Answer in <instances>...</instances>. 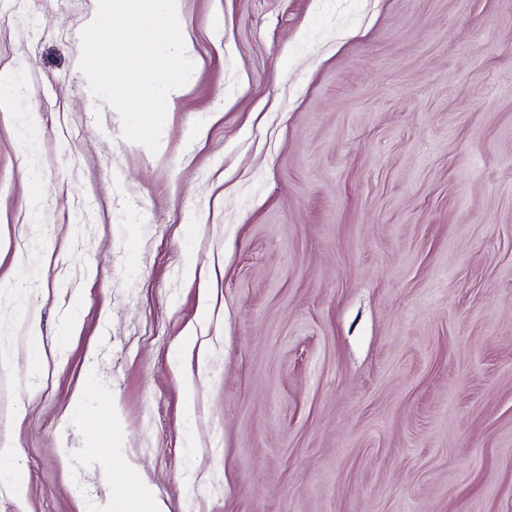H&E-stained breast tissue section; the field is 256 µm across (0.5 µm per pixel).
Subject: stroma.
<instances>
[{"mask_svg":"<svg viewBox=\"0 0 512 512\" xmlns=\"http://www.w3.org/2000/svg\"><path fill=\"white\" fill-rule=\"evenodd\" d=\"M0 0V512H512V0H179L157 152ZM135 470L128 468L115 481V491L112 494V509L110 512H163L161 505L145 490L136 496L125 495L121 487L134 480Z\"/></svg>","mask_w":512,"mask_h":512,"instance_id":"35a3bbf8","label":"stroma"}]
</instances>
